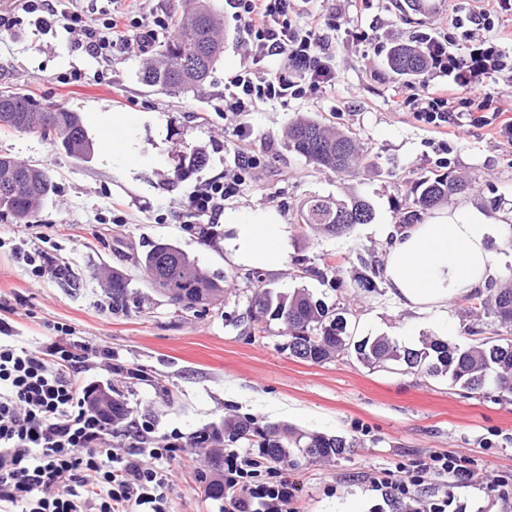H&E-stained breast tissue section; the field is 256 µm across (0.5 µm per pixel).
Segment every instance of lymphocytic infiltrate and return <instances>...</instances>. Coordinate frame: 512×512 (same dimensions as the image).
<instances>
[{
	"label": "lymphocytic infiltrate",
	"instance_id": "1",
	"mask_svg": "<svg viewBox=\"0 0 512 512\" xmlns=\"http://www.w3.org/2000/svg\"><path fill=\"white\" fill-rule=\"evenodd\" d=\"M244 22L249 50L242 68L228 84L224 112L237 135L247 133L244 113L266 100L304 99L335 86V49L324 29L329 19L305 12L299 0H230ZM23 11L50 25L65 22L79 31L95 57L121 43L148 53L159 31L171 30L167 11L144 16L114 8L103 21L79 12H58L52 0H21ZM512 15V0H477L468 18L452 17L453 25L469 21L479 33L467 57L446 42H425L429 70L446 76L443 84L404 83L398 107L440 133L469 124L494 129L512 144V113L492 109L494 97L512 98V81L490 88L495 73L512 64L500 49L501 23ZM273 60L276 71L262 67ZM224 181L193 188L184 205L187 227L218 223L224 214ZM111 364L112 349L96 350L94 359L80 358L63 339L31 347L0 343V512H165L166 463L178 446L177 435L156 443L145 428L130 426L126 435L138 450L121 454L104 437L110 420L91 408L95 361ZM463 482L472 472L464 460L434 455L429 461L401 463L368 477L369 512H462L453 497L424 496L427 473ZM292 493L276 470H262L250 453L224 454L225 512H288Z\"/></svg>",
	"mask_w": 512,
	"mask_h": 512
}]
</instances>
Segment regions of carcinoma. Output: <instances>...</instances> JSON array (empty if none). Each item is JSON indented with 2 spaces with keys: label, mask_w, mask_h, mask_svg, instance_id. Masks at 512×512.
Segmentation results:
<instances>
[{
  "label": "carcinoma",
  "mask_w": 512,
  "mask_h": 512,
  "mask_svg": "<svg viewBox=\"0 0 512 512\" xmlns=\"http://www.w3.org/2000/svg\"><path fill=\"white\" fill-rule=\"evenodd\" d=\"M184 2L185 12L176 21L175 36L160 46L141 72L143 83L163 91L201 89L224 52L220 38L223 22L210 0ZM388 65L399 75L419 76L426 70L427 62L420 51L399 44L391 48ZM0 129L19 133L36 130L44 139L61 144L75 158L86 157L92 150V141L78 113L58 105L41 108L22 91H0ZM286 137L288 147L317 168L345 173L351 171L356 162L364 167L374 164L368 152L360 151L353 132L339 131L307 117L292 121ZM206 161L203 149L191 147L182 156L180 174L185 175L205 165ZM7 173L33 186L34 192L0 193V212L27 223L53 193V183L43 168L0 155V176ZM464 187L462 179L449 173L421 176L402 223H417L424 214ZM341 214L354 215L357 224H368L374 219L373 206L364 199L353 197L345 201L313 195L296 211L294 220L299 226L318 233L341 234L352 228L350 224L337 227L336 220ZM142 264L150 285L163 296L168 285L179 291L188 290L191 299L203 310L224 296V287L219 281L172 243L153 245L143 256ZM130 284L131 279L123 272H112L108 283L112 311L126 312L135 302ZM481 306L500 324L512 326L511 287L499 289L493 300ZM269 317L282 322L291 355L305 362L321 364L352 351L368 366L391 362L431 375L445 374L451 382L473 394L512 393V337L488 338L467 347L431 339L420 348L401 346L386 336L358 339L348 328L346 318L331 313L309 293L297 291L287 296L260 289L255 292L248 318L253 329L263 332ZM226 442L255 445L274 462H283L292 454L309 459L340 455L356 446V441L339 436L296 433L284 426L260 428L241 417L228 418L221 426L196 436L198 445L219 448Z\"/></svg>",
  "instance_id": "cac0c4a2"
}]
</instances>
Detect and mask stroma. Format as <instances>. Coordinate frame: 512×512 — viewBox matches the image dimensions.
Segmentation results:
<instances>
[{"mask_svg":"<svg viewBox=\"0 0 512 512\" xmlns=\"http://www.w3.org/2000/svg\"><path fill=\"white\" fill-rule=\"evenodd\" d=\"M212 3L224 18V53L202 92L171 93L144 85L143 60L124 46L92 57L78 33L58 24L44 27L34 15L14 10L12 0H0V11L10 16L0 25V90H26L39 105L80 113L93 143L90 155L76 159L39 133L0 132V154L45 168L54 184L31 222L0 216V236H20L26 250L47 253L53 266L69 270L68 279L49 275L35 287L22 259L10 246L0 247V298L14 307L6 317L8 336L34 346L61 324L71 333L75 353L89 356L100 346L111 347L120 372L100 376V384L122 391L131 420L149 422L154 436L180 437L169 461L168 512H224L223 501L204 493L216 468L213 454L195 447L193 438L231 415L260 427L356 440V447L339 456L295 455L280 463L294 488L295 512H368L366 475L440 454L476 460L480 472L469 485L427 476L422 494L445 490L466 512H506L488 485L512 475V395L482 398L444 374L369 367L353 356L305 362L290 354L280 321L256 333L248 319L260 283L284 295L306 291L336 313L354 300L349 321L360 338H395L409 326L418 337L435 336L427 315L387 295L383 276L374 278L369 291L357 281L368 268L382 269L391 243L382 227L400 224L420 176L452 172L467 183L460 201L491 215L512 214V145L472 126L444 138L416 121L395 106L394 90L403 78L386 64L393 44L431 35L465 53V28L440 20L466 14L473 0H421L413 10L395 8L394 0H373L360 17L351 0H316L315 9L336 21L329 33L336 45L335 88L314 98L258 104L246 116V139L225 125L221 110L224 83L243 60V24L228 0ZM357 29L368 32V39H354ZM74 71L82 73L81 82H69ZM116 91L136 100L134 108L122 111L137 150L133 162L101 146L112 127L105 106ZM299 116L356 133L373 154L374 167L344 175L314 169L285 140ZM189 145L203 148L208 162L180 178L174 168ZM244 154L259 155L262 163L225 196L224 205L247 212L272 209L291 224L287 252L274 272L229 260L223 226L203 235L182 222L193 187L231 175L236 157ZM315 194L366 199L375 218L341 236L305 234L292 221ZM116 200L121 210L113 209ZM159 242L178 246L220 279L224 295L217 304L203 313L182 311L149 287L139 260ZM304 265L324 269V277L301 274ZM115 269L128 274L138 293L136 307L126 312H113L107 294ZM469 307L462 298L452 306L458 332L451 344L501 333L492 316Z\"/></svg>","mask_w":512,"mask_h":512,"instance_id":"stroma-1","label":"stroma"}]
</instances>
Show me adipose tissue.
I'll return each mask as SVG.
<instances>
[{
    "mask_svg": "<svg viewBox=\"0 0 512 512\" xmlns=\"http://www.w3.org/2000/svg\"><path fill=\"white\" fill-rule=\"evenodd\" d=\"M224 227L231 233L224 242L231 259L260 269L279 267L290 227L276 211L228 208ZM511 236V224L466 203L435 211L395 233L384 259L388 293L401 306L429 315L441 335H455L452 301L485 286L493 265L490 240Z\"/></svg>",
    "mask_w": 512,
    "mask_h": 512,
    "instance_id": "1",
    "label": "adipose tissue"
}]
</instances>
